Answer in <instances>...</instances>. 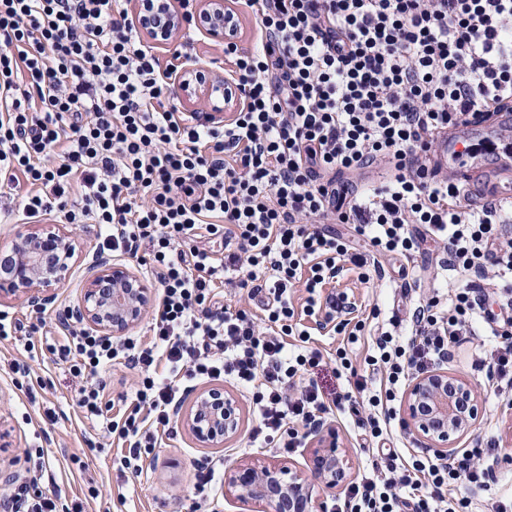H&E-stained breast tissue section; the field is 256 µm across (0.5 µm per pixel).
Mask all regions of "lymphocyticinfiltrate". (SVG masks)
<instances>
[{
    "label": "lymphocytic infiltrate",
    "mask_w": 512,
    "mask_h": 512,
    "mask_svg": "<svg viewBox=\"0 0 512 512\" xmlns=\"http://www.w3.org/2000/svg\"><path fill=\"white\" fill-rule=\"evenodd\" d=\"M255 16L253 47L224 45L244 105L218 125L179 111L157 59L127 10L111 0H0V186L25 219L53 212L99 227V249L137 258L158 283L149 343L66 328L46 349L78 379L86 418H105L143 472L173 433L185 380L249 391L264 443L301 444L331 407L307 368L308 322L347 331L351 301L329 285L379 256L411 258L424 238L443 244V270L467 277L448 298L409 311L412 339L377 327L366 363L382 378L368 392L366 437L387 434L412 376L430 372L485 323L503 338L490 376H512V287L485 291L489 272L512 275V201L478 204L432 167L440 130L512 107V0H230ZM378 168V181L361 180ZM354 227L367 251L325 233ZM305 289L295 307L296 289ZM246 291L264 314L225 304ZM298 337L289 345V337ZM138 370L131 397L112 401L116 362ZM496 446L427 453L360 475L342 512H467L449 486L487 488L475 464ZM13 512H83L58 490L19 486Z\"/></svg>",
    "instance_id": "lymphocytic-infiltrate-1"
}]
</instances>
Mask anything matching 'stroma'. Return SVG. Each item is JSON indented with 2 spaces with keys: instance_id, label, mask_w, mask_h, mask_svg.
<instances>
[{
  "instance_id": "1",
  "label": "stroma",
  "mask_w": 512,
  "mask_h": 512,
  "mask_svg": "<svg viewBox=\"0 0 512 512\" xmlns=\"http://www.w3.org/2000/svg\"><path fill=\"white\" fill-rule=\"evenodd\" d=\"M177 50L183 56L199 58L220 71L231 69L224 60L223 45L205 38L196 29H182L172 47L155 50L160 67L172 63ZM481 128V134L472 139L475 166L470 182L475 186L494 176L498 147L512 144V112L500 113L482 123ZM69 230L78 242L79 257L68 280L57 290L54 306L58 309L71 306L79 299L81 288L92 273V257L98 244L97 225L73 224ZM442 255V248L428 241L408 263L407 276L399 275L398 262L383 257L368 283H361L353 273L339 278L337 289L351 293L357 306L355 319L366 322L364 336L349 348L358 376L353 379L337 373L334 355L343 337L327 328L311 336V345L321 351L323 360L320 366L306 373V380L317 383L328 397L354 392V381L358 378L366 380L369 388L378 387V374L364 362L371 344L370 335L377 324L387 323L390 317L406 318L407 298H425L431 294L437 274L436 262ZM498 342L488 326L475 325L473 335L453 349L447 363L448 371L464 376L476 387L483 404L478 424L455 443L456 451L492 439L512 452V388L488 380L485 371L474 366L475 360L490 359ZM24 360H27V352L23 342H0V500L15 485L30 482V465L24 451L35 447L46 451L44 486L60 489L69 499L83 498L86 512H193L196 505L206 503L214 504L216 512H243L239 499L214 492L209 486L199 496H190L187 487L194 466L213 460L228 467L251 458L286 456L298 466L307 464V448L289 453L273 444L253 445L250 433L255 416L250 397L227 382L223 385L224 391L237 397L243 412L242 428L233 440L221 448H202L181 427L154 449L141 477H121L115 463L119 445L115 438L108 436L101 421L88 420L78 412L75 379L51 361L33 362L36 376L44 380L46 387L42 403H31L13 382L12 366ZM47 406L55 410V422L44 420L43 409ZM324 421L335 430L339 447L351 453L355 474L371 469L374 457L363 449L357 415L335 410L326 414ZM80 460L85 462V469H77L76 463ZM92 485L100 488L99 497L88 496L87 490ZM452 495L468 498L470 512H493L496 503L512 501V465L496 467L488 489L475 490L461 484L454 488Z\"/></svg>"
}]
</instances>
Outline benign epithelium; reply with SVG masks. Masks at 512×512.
<instances>
[{
  "instance_id": "1",
  "label": "benign epithelium",
  "mask_w": 512,
  "mask_h": 512,
  "mask_svg": "<svg viewBox=\"0 0 512 512\" xmlns=\"http://www.w3.org/2000/svg\"><path fill=\"white\" fill-rule=\"evenodd\" d=\"M227 6L228 0H199L196 29L216 43L234 38L236 24ZM132 20L150 51L169 46L184 27L176 0H142ZM170 75L184 105L205 104L203 116L212 123L223 121L224 113L243 104L230 76L210 71L195 58L182 59ZM76 255L75 238L58 224L17 233L9 248H0V299L22 297L29 304L48 307ZM95 267L83 284L80 302L63 310V316L105 336H123L151 306L152 289L144 277L116 259L98 258ZM479 412L478 395L470 383L442 368L413 377L403 407L407 425L441 449L470 431ZM181 419L203 448L223 447L242 424L239 402L219 388L200 393L181 411ZM311 444L309 469L288 458L237 463L224 471V493L240 497L247 512H325L314 495V483L327 491L344 487L353 462L332 442L325 426L314 432Z\"/></svg>"
}]
</instances>
